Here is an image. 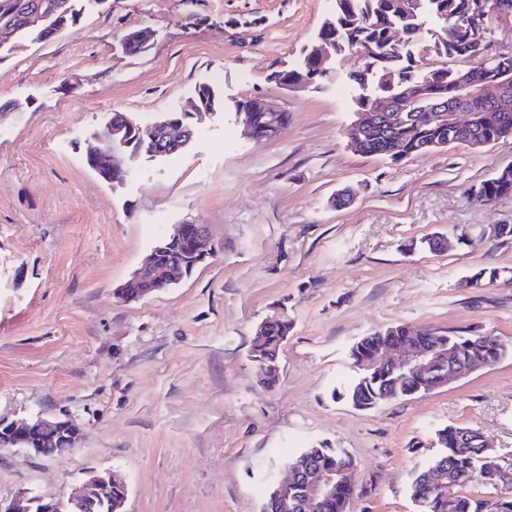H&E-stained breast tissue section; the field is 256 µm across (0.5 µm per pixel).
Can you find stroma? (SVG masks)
<instances>
[{"label": "stroma", "mask_w": 512, "mask_h": 512, "mask_svg": "<svg viewBox=\"0 0 512 512\" xmlns=\"http://www.w3.org/2000/svg\"><path fill=\"white\" fill-rule=\"evenodd\" d=\"M77 23L0 62V419H72L78 448L0 449V499L66 496L94 471L127 483L126 512H261L285 466L320 442L355 465L348 512H414L412 476L436 430L480 428L512 466V355L425 394L359 410L351 346L407 324L512 344V195L469 189L512 167V137L403 163L348 148L357 84L337 65L287 89L335 0H79ZM148 27L130 54L121 40ZM213 87L219 112L123 183L86 164L112 113L147 126ZM287 112L276 140L241 134L238 101ZM177 224H205L213 257L136 301L122 285ZM444 234L440 253L422 241ZM499 277L470 287L481 269ZM294 329L273 389L249 359L258 325Z\"/></svg>", "instance_id": "obj_1"}]
</instances>
